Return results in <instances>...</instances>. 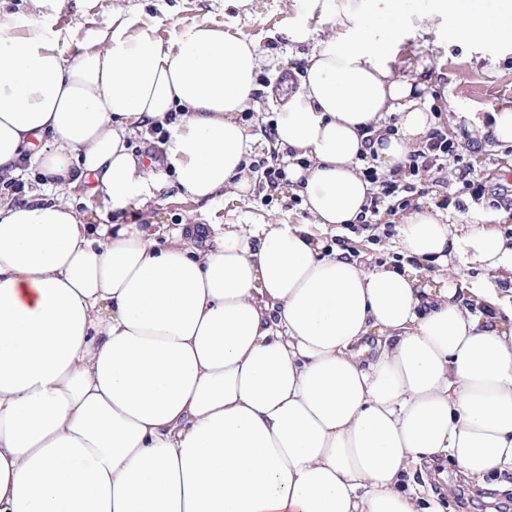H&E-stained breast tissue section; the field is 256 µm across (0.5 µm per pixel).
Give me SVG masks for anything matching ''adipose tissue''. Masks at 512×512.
Listing matches in <instances>:
<instances>
[{
  "instance_id": "ef3b65f1",
  "label": "adipose tissue",
  "mask_w": 512,
  "mask_h": 512,
  "mask_svg": "<svg viewBox=\"0 0 512 512\" xmlns=\"http://www.w3.org/2000/svg\"><path fill=\"white\" fill-rule=\"evenodd\" d=\"M312 6L336 31L304 55L275 126L278 151L309 162L288 169L309 223L160 241L64 200L0 201V512H441L407 489L411 469L512 471V303L457 267L369 269L317 235L363 209L362 151L391 173L437 117L428 80L398 76L372 35L401 0ZM440 18L473 44L512 41V0H438L419 22ZM135 24L71 62L48 29L0 25V176L29 161L68 182L75 158L112 208L135 207L162 185L127 142L163 123L190 196L250 193L255 44L206 22L167 42ZM470 130L475 153L512 142V107ZM400 224L411 256L512 271L492 227L453 235L431 204Z\"/></svg>"
}]
</instances>
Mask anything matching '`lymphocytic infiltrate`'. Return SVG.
Here are the masks:
<instances>
[{"mask_svg":"<svg viewBox=\"0 0 512 512\" xmlns=\"http://www.w3.org/2000/svg\"><path fill=\"white\" fill-rule=\"evenodd\" d=\"M461 141L449 135L447 129L433 128L427 135L422 150L409 155L406 163L390 174L379 169L374 153H363L359 157L361 173L373 192L359 216L352 225L355 233L382 231L390 234L393 230L392 216L398 212L417 207L419 201L432 194L433 186L427 180L431 173H440L453 168L456 177L453 187L439 202L440 208H454L464 211L467 202L489 200L491 207L512 210V195L491 194L487 181L471 171L464 164L459 153Z\"/></svg>","mask_w":512,"mask_h":512,"instance_id":"1","label":"lymphocytic infiltrate"}]
</instances>
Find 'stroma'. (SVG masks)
Segmentation results:
<instances>
[{
    "mask_svg": "<svg viewBox=\"0 0 512 512\" xmlns=\"http://www.w3.org/2000/svg\"><path fill=\"white\" fill-rule=\"evenodd\" d=\"M434 6V0H404L394 28L379 22L374 28L396 58V73L430 76L437 106L452 110L459 127L464 128L469 118H486L490 106L512 102V43L470 44L446 23L422 28L418 15ZM21 15L52 32L59 50L70 60L88 44L105 47L113 26L130 17L137 18L140 27L153 28L165 41L180 29L205 21L235 38L255 43L263 56L276 59V66L262 71L263 78L274 87L285 78L299 85L300 74L288 70L287 59L309 52L336 29L330 17L309 12L307 0H0V24ZM298 26L308 30L307 41L293 40L291 32ZM154 172L160 175L164 188L135 213L110 209L104 192L89 182L63 188L62 195L86 212L91 224H108L115 219L127 224L136 217L141 223L164 224L172 229L183 222L200 227H255L277 220L303 224L308 219L304 210H291L280 202L264 204L259 190L240 199L198 201L179 188L172 170L159 164ZM442 469L437 483L426 481L421 472L412 474L413 485L426 486L442 512H497L499 506L512 500V472L487 475L479 485L464 481L452 461H444Z\"/></svg>",
    "mask_w": 512,
    "mask_h": 512,
    "instance_id": "stroma-1",
    "label": "stroma"
}]
</instances>
